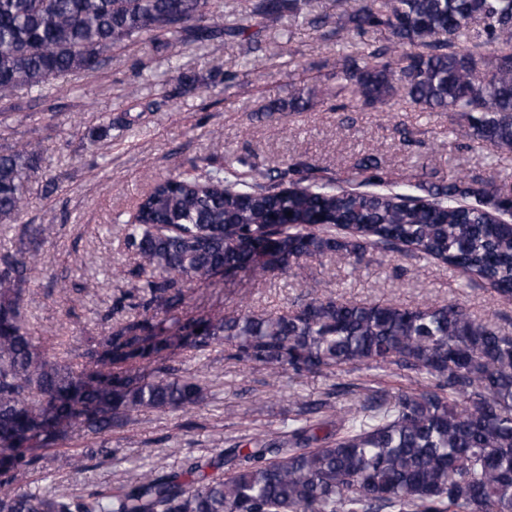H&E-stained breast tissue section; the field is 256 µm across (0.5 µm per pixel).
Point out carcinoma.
<instances>
[{
	"label": "carcinoma",
	"mask_w": 512,
	"mask_h": 512,
	"mask_svg": "<svg viewBox=\"0 0 512 512\" xmlns=\"http://www.w3.org/2000/svg\"><path fill=\"white\" fill-rule=\"evenodd\" d=\"M312 2L251 0L248 17L269 29L287 15L323 27L328 17L310 16ZM338 7L346 46L371 28L388 32L385 43L341 57L340 91L365 107L398 99L423 112H460L466 135L512 152V0ZM222 36L252 38L214 0H0V100L95 71L104 53L130 42L173 50ZM315 95L305 85L273 109L300 112ZM40 153L38 142L0 152L1 225L18 223ZM239 165L199 176L178 165L153 180L125 224L138 263L124 299L137 313L87 337L76 365L47 356L22 315L39 255H0V512H512V333L459 303H361L317 289L290 312L178 317L192 286L218 276L297 277L304 258L357 265L375 250L459 269L509 302L512 190L455 176L391 181L372 155L338 176L304 160L266 171ZM221 345L273 374L349 366L426 382L395 395L372 390L357 407L304 405L248 448H220L180 471L151 466L114 489L24 488L39 449L75 433L104 435L143 411L205 405L209 387L174 354ZM98 455L112 449L103 442L56 462L81 471Z\"/></svg>",
	"instance_id": "1"
}]
</instances>
